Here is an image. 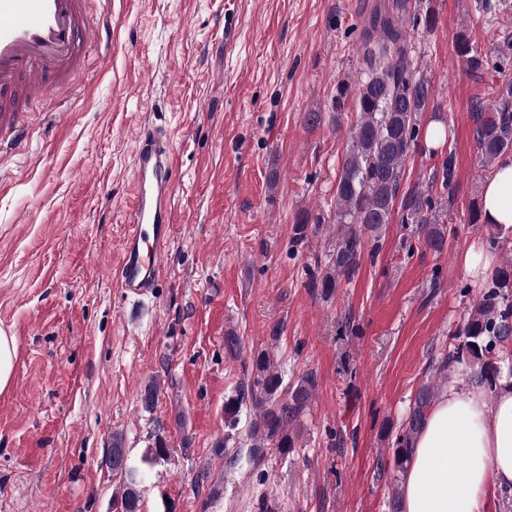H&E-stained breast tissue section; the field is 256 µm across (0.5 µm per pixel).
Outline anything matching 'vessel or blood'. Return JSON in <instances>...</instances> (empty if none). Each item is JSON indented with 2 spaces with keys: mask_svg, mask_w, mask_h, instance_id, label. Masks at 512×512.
Returning a JSON list of instances; mask_svg holds the SVG:
<instances>
[{
  "mask_svg": "<svg viewBox=\"0 0 512 512\" xmlns=\"http://www.w3.org/2000/svg\"><path fill=\"white\" fill-rule=\"evenodd\" d=\"M107 0H0V189L19 152L20 127L27 99L63 96L50 104L57 112L76 98L75 75L87 64L90 33H102L107 21L91 24L93 5ZM176 167L168 134L155 125L135 139L133 203L130 226L116 272L126 296L152 294L163 276L162 256L170 241Z\"/></svg>",
  "mask_w": 512,
  "mask_h": 512,
  "instance_id": "1",
  "label": "vessel or blood"
}]
</instances>
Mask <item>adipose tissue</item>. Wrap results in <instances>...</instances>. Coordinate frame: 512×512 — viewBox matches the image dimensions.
I'll return each instance as SVG.
<instances>
[{
    "label": "adipose tissue",
    "instance_id": "ef3b65f1",
    "mask_svg": "<svg viewBox=\"0 0 512 512\" xmlns=\"http://www.w3.org/2000/svg\"><path fill=\"white\" fill-rule=\"evenodd\" d=\"M484 223L512 227V155L499 158L482 191ZM463 459L448 463L449 452ZM512 489V384L494 395L461 374L451 380L411 443L403 512H483L488 487Z\"/></svg>",
    "mask_w": 512,
    "mask_h": 512
}]
</instances>
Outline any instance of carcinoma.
Returning <instances> with one entry per match:
<instances>
[{
    "mask_svg": "<svg viewBox=\"0 0 512 512\" xmlns=\"http://www.w3.org/2000/svg\"><path fill=\"white\" fill-rule=\"evenodd\" d=\"M410 0H385L373 5L361 30V63L356 83L341 82L336 89L333 106L344 110L352 101L357 120L350 129L345 158L333 193L336 216V244L328 266L315 260L308 268L309 285L330 296L337 288L339 276L359 264L365 242L371 243V255L381 249L386 226L395 206H400V223L413 224L435 250L445 245V232L436 228L442 223L437 212L438 200L433 191L417 189L399 194L404 165L411 152L419 147V114L425 111L432 97L430 81L416 75L402 28V19L409 13ZM458 53L468 67L476 72L492 70L502 75L498 83L488 84V94L494 97L491 108L475 113L474 138L484 167L494 169L497 160L512 154V77L503 75L512 59V28L504 26L494 47V59L488 60L475 49L462 31L456 35ZM453 160L448 158L441 169L433 172L431 184H440L445 192L453 181ZM324 226V219L303 218L294 225L292 244L308 240ZM460 343L433 366L434 375L418 388L410 407L405 427L396 437L395 468L403 473L409 461L410 440L423 424L426 412L438 398L442 386L448 383V371L465 362L472 368L473 380L488 391L496 390L503 377H512V367L503 371L500 355L503 344L512 340V265L501 268L491 283L485 285L481 298L455 333ZM314 376L306 375L297 383L283 385L275 371L269 353L253 356L249 384L241 388L224 404L229 427L243 402L249 400L259 410L260 422L250 430L251 447L247 454L236 450L232 460L246 459L255 464L264 457L267 447L287 453L295 447L299 421L309 408ZM112 453L123 456V464L112 470L124 477V485L113 499L116 512H141L137 490L141 470L132 465L119 437L113 438ZM170 448L162 438L155 439L153 448L142 462L154 464L167 461Z\"/></svg>",
    "mask_w": 512,
    "mask_h": 512,
    "instance_id": "1",
    "label": "carcinoma"
}]
</instances>
